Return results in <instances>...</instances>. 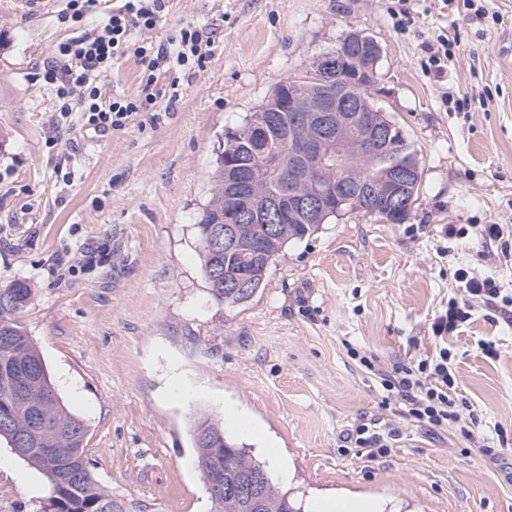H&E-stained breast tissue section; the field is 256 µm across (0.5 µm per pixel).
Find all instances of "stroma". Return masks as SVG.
Here are the masks:
<instances>
[{"mask_svg": "<svg viewBox=\"0 0 512 512\" xmlns=\"http://www.w3.org/2000/svg\"><path fill=\"white\" fill-rule=\"evenodd\" d=\"M19 2L0 0V288H31L21 321L124 512H211L190 426L223 421L228 398L288 457L303 506L339 495L512 512V324L499 310L475 303L448 339L467 434L403 423L359 363L435 355L431 325L461 299L459 271L512 299V0H409L406 26L393 0H170L154 40L196 25L212 56L179 73L173 107L102 136L63 115L44 78L86 19L66 0ZM352 30L382 47L371 95L414 146L419 197L402 224L328 218L251 301L225 307L195 232L224 134ZM428 44L447 45L442 70ZM484 224L502 237L483 239ZM365 417L396 433L371 459L346 440ZM47 491L1 439L0 512H39Z\"/></svg>", "mask_w": 512, "mask_h": 512, "instance_id": "obj_1", "label": "stroma"}]
</instances>
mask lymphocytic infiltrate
<instances>
[{"label":"lymphocytic infiltrate","mask_w":512,"mask_h":512,"mask_svg":"<svg viewBox=\"0 0 512 512\" xmlns=\"http://www.w3.org/2000/svg\"><path fill=\"white\" fill-rule=\"evenodd\" d=\"M167 0H119L107 19L84 28L69 41L59 44L47 76L57 86L58 96L79 107L83 124L103 135L120 129L136 112L158 111L163 102H175L178 94L170 75L183 68H205L213 39L197 26L181 28L166 43L155 44L149 37L159 24ZM134 56L141 79L134 92L108 94L102 79L114 61ZM465 297L450 301L435 318L432 332L444 338L471 317L474 301L494 304L500 291L490 279L465 278ZM382 387L395 394L399 415L417 425L457 428L461 414L456 408V380L447 348L435 357L394 367L383 374Z\"/></svg>","instance_id":"obj_1"}]
</instances>
